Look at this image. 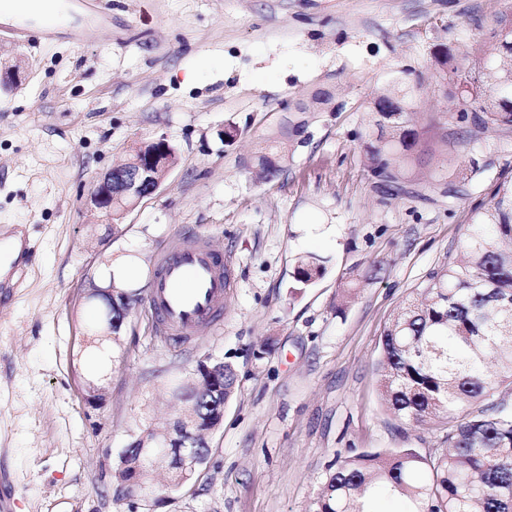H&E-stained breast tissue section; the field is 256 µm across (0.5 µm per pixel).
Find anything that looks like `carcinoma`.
<instances>
[{
	"mask_svg": "<svg viewBox=\"0 0 512 512\" xmlns=\"http://www.w3.org/2000/svg\"><path fill=\"white\" fill-rule=\"evenodd\" d=\"M503 14L490 31L491 47L479 45L474 63H460L447 48L433 53L430 77L444 89L448 112L480 127L512 129V81L496 76L512 69V40L502 41ZM419 75L380 91L364 106L371 115L363 150L370 172L384 171L393 186L421 146L412 123ZM285 125L254 157L275 176L288 134ZM512 183L500 184L474 209L457 253L432 273L394 313L379 342L381 396L407 424L430 418L446 424L444 447L364 451L338 456L311 512H371L372 492L381 488L407 501L408 512H512ZM325 261L301 256L298 288L326 273ZM104 312L87 331L97 353L112 357ZM234 367L224 364V401L237 389ZM167 487L190 481L194 471L166 463Z\"/></svg>",
	"mask_w": 512,
	"mask_h": 512,
	"instance_id": "1",
	"label": "carcinoma"
}]
</instances>
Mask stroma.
I'll use <instances>...</instances> for the list:
<instances>
[{
    "label": "stroma",
    "mask_w": 512,
    "mask_h": 512,
    "mask_svg": "<svg viewBox=\"0 0 512 512\" xmlns=\"http://www.w3.org/2000/svg\"><path fill=\"white\" fill-rule=\"evenodd\" d=\"M91 24L81 6L47 43L4 37L0 57L25 77L0 86V229L31 246L11 300L0 303V469L12 512H309L328 465L350 451L441 447L443 426L405 424L379 394L378 343L399 304L457 250L473 209L512 180V129L444 118L435 86L417 120L426 150L408 194L390 196L366 167L365 102L433 52L463 58L512 0H106ZM318 89L333 112L293 106ZM300 123L279 174L258 178L259 144ZM237 136L224 142L222 131ZM165 135L177 164L159 191L109 230L82 207L94 177L135 141ZM467 138L483 171L464 199L425 173L457 169ZM194 236L222 251L231 288L218 326L173 343L147 306L128 316L102 364L84 346L98 318L85 298L120 254L148 290L161 250ZM325 275L294 293L299 256ZM357 280L349 302L341 286ZM272 351H261L264 341ZM205 354L238 374L211 454L161 501L129 500L113 471L131 434L177 410L171 381ZM108 374L102 402L86 383Z\"/></svg>",
    "instance_id": "35a3bbf8"
}]
</instances>
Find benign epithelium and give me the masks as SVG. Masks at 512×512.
<instances>
[{
  "label": "benign epithelium",
  "instance_id": "7a95c632",
  "mask_svg": "<svg viewBox=\"0 0 512 512\" xmlns=\"http://www.w3.org/2000/svg\"><path fill=\"white\" fill-rule=\"evenodd\" d=\"M23 73L19 60L4 68L0 67V84L18 85L22 81ZM176 163V153L166 136H150L132 147L126 162L96 176L85 196L83 207L105 221L110 222L115 218L121 220L143 199L159 190ZM114 288L116 285L113 282L96 285L86 295L88 300L97 299L106 304L111 326L124 323L130 313L126 307L114 302ZM205 379L213 383L210 391L204 392V401L208 408L214 410V416L204 420L197 407L192 405L163 432H156L151 437L132 434L120 457L135 458V471L147 467L158 456L159 448L165 445L170 448H184L186 442L199 439V435L203 434L201 426H206L208 432L221 426L224 403L217 401V396L224 392V368L208 354L197 360L188 376V380L195 382Z\"/></svg>",
  "mask_w": 512,
  "mask_h": 512
}]
</instances>
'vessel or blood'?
I'll return each instance as SVG.
<instances>
[{
	"label": "vessel or blood",
	"mask_w": 512,
	"mask_h": 512,
	"mask_svg": "<svg viewBox=\"0 0 512 512\" xmlns=\"http://www.w3.org/2000/svg\"><path fill=\"white\" fill-rule=\"evenodd\" d=\"M23 267L22 256L0 239L1 299L12 296ZM157 268L146 301L165 335L189 340L202 327L218 325L231 286L223 255L204 241L182 237L163 249Z\"/></svg>",
	"instance_id": "obj_1"
}]
</instances>
